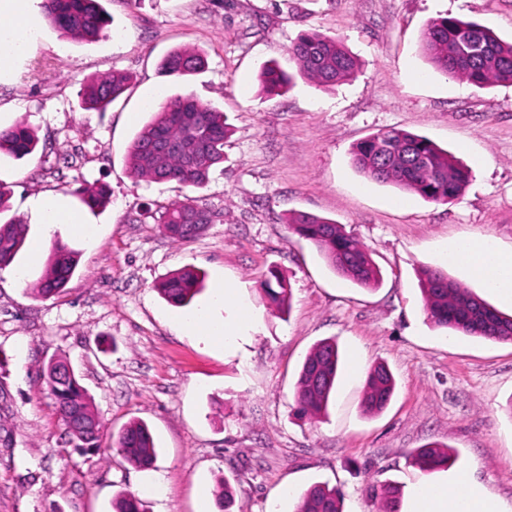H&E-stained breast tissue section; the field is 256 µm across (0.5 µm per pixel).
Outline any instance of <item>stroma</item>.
Instances as JSON below:
<instances>
[{
  "instance_id": "35a3bbf8",
  "label": "stroma",
  "mask_w": 512,
  "mask_h": 512,
  "mask_svg": "<svg viewBox=\"0 0 512 512\" xmlns=\"http://www.w3.org/2000/svg\"><path fill=\"white\" fill-rule=\"evenodd\" d=\"M110 22L92 40L36 21V47L0 82V126L26 119L47 151L0 157L12 190L8 214L27 226L24 247L0 269V512H113L123 493L145 512H220L222 480L236 489L232 512H295L283 490L315 483L341 488L344 512H382L373 485L400 490L398 512L420 481L467 473L512 512V343L462 336L429 323L417 271L448 278L512 314V303L445 264L461 236L512 250V86L478 88L450 78L420 50L426 23L448 15L512 39V0H102ZM304 32L340 39L360 69L325 88L297 80L265 97L257 75L276 61L294 70L288 48ZM207 57L204 72L161 74L171 50ZM133 75L105 112L83 109L92 76ZM190 93L223 112L233 134L224 163L200 195L219 214L199 237L176 242L130 213L182 199L184 187L131 175L126 155L150 119L148 98ZM397 127L459 158L472 178L453 202H429L359 173L352 148ZM103 187L108 207L85 209L76 191ZM60 195L83 223L46 227L30 199ZM300 211L335 220L379 267L375 289L337 274L287 226ZM77 251L62 292L39 297L50 242ZM194 267L205 288L176 306L158 291L172 271ZM277 273L291 309L271 307L261 289ZM231 285L225 322L252 317L237 342H204L178 330ZM336 340L343 368L326 415L298 414L301 365L324 339ZM68 362L101 419V449L69 444L43 377ZM391 370L396 388L380 414L361 400L368 370ZM147 424L156 458L128 464L113 437ZM436 442L457 457L424 472L411 451Z\"/></svg>"
}]
</instances>
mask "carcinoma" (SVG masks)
I'll list each match as a JSON object with an SVG mask.
<instances>
[{"label": "carcinoma", "instance_id": "carcinoma-1", "mask_svg": "<svg viewBox=\"0 0 512 512\" xmlns=\"http://www.w3.org/2000/svg\"><path fill=\"white\" fill-rule=\"evenodd\" d=\"M44 19L61 34L93 39L107 24L101 0H44ZM421 49L429 62L451 78L484 88L512 86V42L500 39L489 28L456 17L440 16L428 21L422 32ZM297 64V75L320 86L349 81L358 73V59L334 38L317 32L301 34L289 47ZM205 65L200 51L174 50L162 61L168 76L184 78L197 74ZM294 80V75L275 64L260 70L261 90L279 95ZM130 74L113 71L88 79L81 91V103L87 110L103 112L132 85ZM232 135L224 113L191 95H176L159 106L149 122L135 135L129 150L131 170L154 182H175L192 190L207 186L211 171L224 163V144ZM39 138L22 120L0 127V155L16 160L35 155ZM356 169L380 183L396 185L435 203H449L465 189L471 171L448 151L426 137L391 127L357 143L352 151ZM81 201L91 209L108 203L101 190L83 188ZM204 212L208 221L214 214L197 196L141 211L135 221L152 219L173 240L183 242L198 237L205 224H189L195 210ZM291 231L311 241L337 273L364 288H376L380 270L360 242L345 228L328 219L308 213L288 218ZM26 240V224L14 217L0 222V269L12 263ZM76 267V253L61 242L52 243L45 273L36 286L37 294L49 298L59 293ZM203 275L190 267L179 269L159 283V292L171 303L186 305L200 290ZM419 283L428 320L436 327L468 336L495 341H512V316H507L483 298L448 279L438 268L424 267ZM265 292L277 310L290 305L291 293L277 275L264 283ZM340 358L336 342L323 340L305 358L296 384L295 398L305 414L320 416L327 412L336 385ZM55 370L47 368V384L55 400L56 411L74 447L92 451L99 447L101 424L91 398L79 380L72 376L58 381ZM395 379L383 363L369 371L362 406L368 414L382 412L390 403ZM117 447L135 466L150 464L155 456L153 437L142 422L125 427L117 438ZM451 457L442 446L431 443L411 453V463L422 470L448 467ZM235 488L225 480L218 492V506L230 512ZM375 497L387 505L386 512H397L399 490L385 483L374 488ZM343 496L335 487L315 484L299 496L297 512H342ZM115 512H144L142 501L125 493L115 503Z\"/></svg>", "mask_w": 512, "mask_h": 512}]
</instances>
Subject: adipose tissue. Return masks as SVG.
<instances>
[{
	"label": "adipose tissue",
	"mask_w": 512,
	"mask_h": 512,
	"mask_svg": "<svg viewBox=\"0 0 512 512\" xmlns=\"http://www.w3.org/2000/svg\"><path fill=\"white\" fill-rule=\"evenodd\" d=\"M34 0H0V79L10 76L35 46ZM449 261L500 298L512 301V251L488 238H460L449 244ZM410 512H505L499 501L469 475L452 483L419 482Z\"/></svg>",
	"instance_id": "adipose-tissue-1"
}]
</instances>
